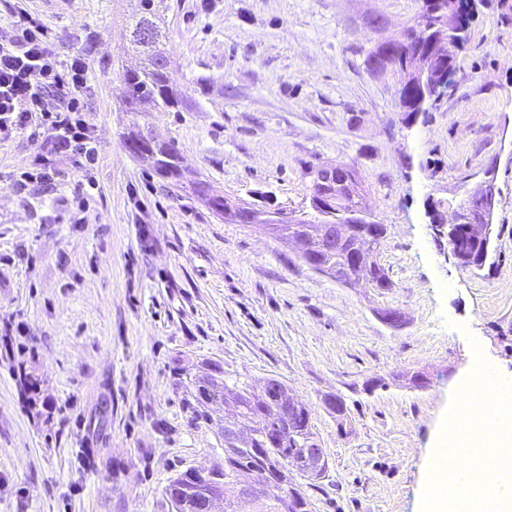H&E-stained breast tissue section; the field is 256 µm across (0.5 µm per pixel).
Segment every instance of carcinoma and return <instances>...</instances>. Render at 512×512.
Here are the masks:
<instances>
[{
	"label": "carcinoma",
	"mask_w": 512,
	"mask_h": 512,
	"mask_svg": "<svg viewBox=\"0 0 512 512\" xmlns=\"http://www.w3.org/2000/svg\"><path fill=\"white\" fill-rule=\"evenodd\" d=\"M435 5L423 0L420 14L424 21L416 22L402 34L392 52L385 43H379L366 58V66L375 70L376 65H386L394 70L403 69L404 60L416 55L430 54L432 41L444 39L448 43L446 58L437 59L435 70L442 81L451 82L455 71L457 52L468 41L474 18V8H469L463 19L448 29L437 26L433 15ZM166 6L164 0H139V8L129 27L128 41L132 48L152 59L149 67L139 70L125 69L122 80L125 84V111L127 112H174L183 103V97L176 89L170 68L162 63L168 49L163 41ZM144 27L151 29L154 40L147 48H140L136 34ZM421 94L417 84L406 85L399 90L398 104L405 112L415 111V102ZM156 174L171 178L185 185L190 193L206 200L212 211L224 213V198L208 194L207 185L198 178H188L179 165L177 152L172 145H157L141 152ZM334 181L336 174L323 168L315 173L311 188V200L321 199L328 191L320 180ZM448 244L466 253L473 262H487L491 253V237L472 242L460 235ZM177 374L186 379L185 389L192 400L187 406L192 409L194 419L210 425L216 419L235 416L250 424L254 438L249 447L240 449L224 447V463L211 469L209 477L195 476L191 469L182 470L172 477L163 494L169 512H196L197 499L203 491L216 483L224 487V512H237L235 494L238 480L246 473L273 489L284 485L287 490L279 495L275 492L259 503V512H308V502L293 482V473L313 480L319 477L303 454V448L314 436L309 408L298 401L291 403L292 394L288 385L271 378V393L258 395L250 387L229 391L224 382V370L212 362H203L190 372L181 367ZM327 410L336 415L338 425L348 418L344 401L337 396L324 398Z\"/></svg>",
	"instance_id": "cac0c4a2"
}]
</instances>
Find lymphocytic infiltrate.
Returning <instances> with one entry per match:
<instances>
[{"mask_svg": "<svg viewBox=\"0 0 512 512\" xmlns=\"http://www.w3.org/2000/svg\"><path fill=\"white\" fill-rule=\"evenodd\" d=\"M52 40L39 17L23 7L13 12L12 33L0 40V132L25 134L36 147L29 167L14 174L12 191L20 195L70 173L82 179L73 197L80 212L97 188L91 171L99 141L85 118L90 66L82 53L57 60Z\"/></svg>", "mask_w": 512, "mask_h": 512, "instance_id": "f902f5d3", "label": "lymphocytic infiltrate"}]
</instances>
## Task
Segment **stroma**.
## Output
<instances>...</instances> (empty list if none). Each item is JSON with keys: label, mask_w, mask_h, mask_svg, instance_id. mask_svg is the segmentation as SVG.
<instances>
[{"label": "stroma", "mask_w": 512, "mask_h": 512, "mask_svg": "<svg viewBox=\"0 0 512 512\" xmlns=\"http://www.w3.org/2000/svg\"><path fill=\"white\" fill-rule=\"evenodd\" d=\"M181 112L133 115L122 67L137 0H27L58 59L89 50L86 119L99 186L82 223L66 177L11 191L26 135L0 133V512H168L170 477L224 460L196 427L175 364L292 388L327 469L302 480L309 512H418L433 435L481 347L512 379V0H483L450 86L401 112L402 79L365 60L421 0H167ZM173 144L212 194L260 211L310 208L312 168L350 164L391 290L316 273L288 243L214 213L126 148L132 123ZM493 177V252L459 268L433 217ZM405 312L402 327L379 316ZM39 384L28 392L17 368ZM344 399L337 423L323 398Z\"/></svg>", "instance_id": "stroma-1"}]
</instances>
